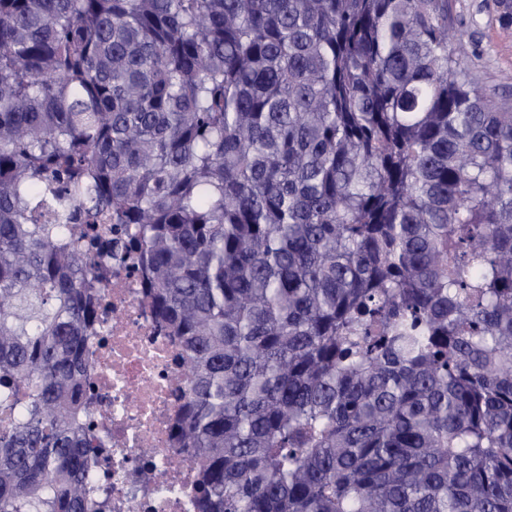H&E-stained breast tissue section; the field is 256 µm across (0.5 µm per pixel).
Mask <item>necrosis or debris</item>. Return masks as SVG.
<instances>
[{"label":"necrosis or debris","mask_w":512,"mask_h":512,"mask_svg":"<svg viewBox=\"0 0 512 512\" xmlns=\"http://www.w3.org/2000/svg\"><path fill=\"white\" fill-rule=\"evenodd\" d=\"M103 294L84 346L98 512H200L193 457L170 432L187 364L158 331L137 272L113 264Z\"/></svg>","instance_id":"obj_1"}]
</instances>
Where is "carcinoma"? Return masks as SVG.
I'll list each match as a JSON object with an SVG mask.
<instances>
[{
	"instance_id": "obj_1",
	"label": "carcinoma",
	"mask_w": 512,
	"mask_h": 512,
	"mask_svg": "<svg viewBox=\"0 0 512 512\" xmlns=\"http://www.w3.org/2000/svg\"><path fill=\"white\" fill-rule=\"evenodd\" d=\"M467 56L448 0H0V512H96L89 254L181 341L201 512H512V103Z\"/></svg>"
}]
</instances>
